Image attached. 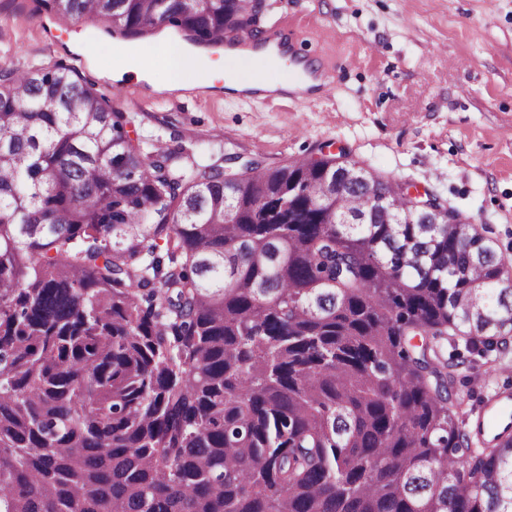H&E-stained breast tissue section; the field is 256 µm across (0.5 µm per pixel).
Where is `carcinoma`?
<instances>
[{
	"instance_id": "cac0c4a2",
	"label": "carcinoma",
	"mask_w": 512,
	"mask_h": 512,
	"mask_svg": "<svg viewBox=\"0 0 512 512\" xmlns=\"http://www.w3.org/2000/svg\"><path fill=\"white\" fill-rule=\"evenodd\" d=\"M43 2L194 47L260 24ZM127 124L0 64V512H512V434L468 430L445 355L512 346L494 241L344 153L227 174Z\"/></svg>"
}]
</instances>
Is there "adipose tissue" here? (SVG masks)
Here are the masks:
<instances>
[{
	"label": "adipose tissue",
	"instance_id": "adipose-tissue-1",
	"mask_svg": "<svg viewBox=\"0 0 512 512\" xmlns=\"http://www.w3.org/2000/svg\"><path fill=\"white\" fill-rule=\"evenodd\" d=\"M93 54L99 60L110 58L107 71L117 80L131 74L136 79L147 80L152 75L153 67L159 66L167 74L163 83L167 90L192 88L190 76L196 72L204 74V84L208 87L219 82L229 93L241 92L248 87L247 82L241 80L235 72L225 71L221 63L189 52L179 42L159 46L107 42L94 49Z\"/></svg>",
	"mask_w": 512,
	"mask_h": 512
}]
</instances>
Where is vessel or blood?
<instances>
[{"mask_svg":"<svg viewBox=\"0 0 512 512\" xmlns=\"http://www.w3.org/2000/svg\"><path fill=\"white\" fill-rule=\"evenodd\" d=\"M275 47L281 59L288 63L286 87L265 92L264 98L270 102L297 101L302 98L311 99L325 94L329 85L326 74L310 66L296 50L299 36L296 32L286 30L282 26L268 28L262 35H254L248 31L226 34L223 40L211 42L209 45L213 55L223 56L228 66H235L236 51L253 46L254 42ZM496 419L503 424L512 423V388L495 387L490 392L480 409L474 415L471 424L475 431H482L487 420Z\"/></svg>","mask_w":512,"mask_h":512,"instance_id":"obj_1","label":"vessel or blood"}]
</instances>
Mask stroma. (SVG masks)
<instances>
[{"instance_id": "obj_1", "label": "stroma", "mask_w": 512, "mask_h": 512, "mask_svg": "<svg viewBox=\"0 0 512 512\" xmlns=\"http://www.w3.org/2000/svg\"><path fill=\"white\" fill-rule=\"evenodd\" d=\"M265 26L288 25L302 52L333 75L325 97L268 103L220 88L156 91L134 82L118 111L143 149L164 145L201 164L231 156L276 167L344 149L383 179L445 200L487 231L512 261V0H267ZM99 17L46 10L42 0H0V61L57 62L111 96V77L90 75L80 51L111 38ZM458 360L463 411L512 384V351L490 364L464 343Z\"/></svg>"}]
</instances>
